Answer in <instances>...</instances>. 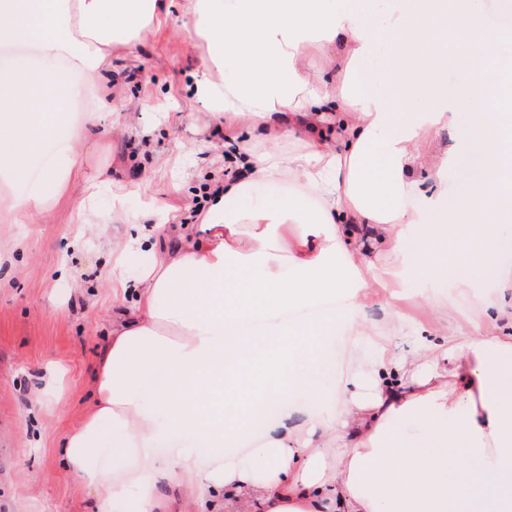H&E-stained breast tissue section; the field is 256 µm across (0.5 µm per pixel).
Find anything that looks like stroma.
<instances>
[{
    "instance_id": "35a3bbf8",
    "label": "stroma",
    "mask_w": 512,
    "mask_h": 512,
    "mask_svg": "<svg viewBox=\"0 0 512 512\" xmlns=\"http://www.w3.org/2000/svg\"><path fill=\"white\" fill-rule=\"evenodd\" d=\"M184 0H172L167 25L113 61L115 86L101 94L120 107L89 136H58L45 158H81L65 201L34 224L0 223V512H91L92 492L64 469L59 442L93 402L97 360L112 332L115 249L129 236L162 239L168 224H198L194 211L224 174V137L192 95L205 53L184 31ZM192 112L181 123L179 114ZM110 172L122 199L104 189L91 202L96 221L75 207L91 180ZM452 285L369 288L357 302L368 325L389 315L403 324L392 342L403 353L436 340L444 325L428 299L454 301Z\"/></svg>"
}]
</instances>
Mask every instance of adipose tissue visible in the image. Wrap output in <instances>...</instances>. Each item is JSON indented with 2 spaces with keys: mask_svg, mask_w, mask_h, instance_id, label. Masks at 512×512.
<instances>
[{
  "mask_svg": "<svg viewBox=\"0 0 512 512\" xmlns=\"http://www.w3.org/2000/svg\"><path fill=\"white\" fill-rule=\"evenodd\" d=\"M185 9L187 35L207 46L194 96L234 123L224 149L237 175L210 187L202 223L175 226L172 247H119L150 261L135 306L112 320L92 408L61 445L93 512H170L174 483L204 512H512V333L452 331L399 355L398 318L375 331L357 305H330L410 278L512 288V40L484 34L479 0H409L384 23L375 0ZM168 16L163 0H0V44L39 51L0 62V180L42 168L11 223H34L78 169L71 152L43 165L49 140L108 107L75 110L74 76L111 81L115 51ZM383 43L377 77L365 63ZM452 45L470 89L451 97ZM463 112L457 147L480 170L446 205L451 154L436 138ZM375 251L391 262L375 265ZM315 305L316 317L283 318ZM343 334L338 391L321 376ZM303 392L314 404L300 410ZM272 405L282 413L246 462L178 446L233 447Z\"/></svg>",
  "mask_w": 512,
  "mask_h": 512,
  "instance_id": "adipose-tissue-1",
  "label": "adipose tissue"
}]
</instances>
